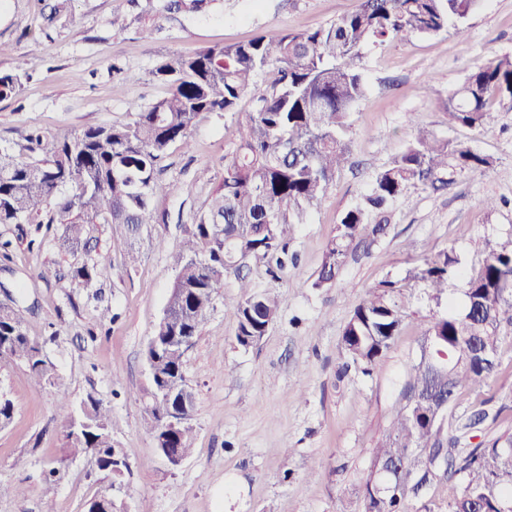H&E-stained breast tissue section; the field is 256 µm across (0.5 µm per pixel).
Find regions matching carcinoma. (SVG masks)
Wrapping results in <instances>:
<instances>
[{"label": "carcinoma", "instance_id": "1", "mask_svg": "<svg viewBox=\"0 0 512 512\" xmlns=\"http://www.w3.org/2000/svg\"><path fill=\"white\" fill-rule=\"evenodd\" d=\"M219 0H168L163 9L202 12ZM480 0H359L358 8L331 23L301 33L270 27L234 44H214L193 56L160 60L151 70L169 86L167 96L147 106L133 104L129 118L85 128L45 149L40 132L25 137L19 150L0 146V224H60L62 246L77 249L93 224H116L112 248L137 261L132 238L156 222L155 195L171 186L157 177L174 144L189 147L190 134L204 113L238 111L249 97L251 110L239 125L238 144L224 162V179L196 218L194 240L174 254L175 291L169 294L156 328V347L147 351L152 389L146 403L152 434L160 431L162 389L183 374V336H197L227 275H235L239 295L224 303L236 326V340L248 346L265 335L277 318L279 298L258 290L241 275L251 256L267 260L279 278L288 261V242L297 227L327 196L336 174L348 164L351 110L365 94L358 71L360 50L392 39L432 36L453 23L463 38L467 17ZM261 74L267 79L260 83ZM25 65L0 73V98L16 94ZM512 104V57L469 72L448 95L449 120L472 130L491 125L490 100ZM490 158L462 144L419 131L406 149L371 178L370 190L336 223L313 287L336 281L354 245L383 231L388 207L411 184L446 185L448 170L485 174ZM71 277L90 286L98 278L88 262ZM465 279L464 308L434 316L424 340L435 342L430 359L408 372L406 392L394 406L387 434L373 460L393 463L395 488L373 493V475L364 485L365 512H407V499L432 468L445 464L448 512H502L512 505V434L503 433L466 454L460 435L481 425L484 409L459 424L435 416L428 400L453 406L479 390L498 370L502 325L512 324V247L489 242L477 266L467 270L446 250L422 257L405 279L422 281L439 301L458 278ZM400 281L387 279L369 289L342 336L346 354L373 370L403 322ZM0 357L24 362L37 387L56 381L52 361L28 336L24 310L0 305ZM66 440L74 450H90L98 467L112 473L122 458L112 441V424L99 401H62ZM172 447L193 452V428L179 430Z\"/></svg>", "mask_w": 512, "mask_h": 512}]
</instances>
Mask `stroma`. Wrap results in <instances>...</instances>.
<instances>
[{
	"instance_id": "stroma-1",
	"label": "stroma",
	"mask_w": 512,
	"mask_h": 512,
	"mask_svg": "<svg viewBox=\"0 0 512 512\" xmlns=\"http://www.w3.org/2000/svg\"><path fill=\"white\" fill-rule=\"evenodd\" d=\"M357 5L224 0L204 14H162L159 0H0V73L29 65L17 93L0 100V146L22 144L34 128L50 143L125 121L132 103L167 93L151 75L162 57L243 41L272 26L302 32ZM116 12L124 28L113 26ZM146 26L154 29L148 39L141 34ZM466 28L462 42L450 29L362 48L367 90L352 110L350 166L298 227L288 244L297 260L279 279L266 274L262 261H246L250 278L280 298L273 326L253 345L238 344L224 313L238 282L226 276L184 356L195 439L180 465L160 455L145 421L146 349L176 277L171 255L192 241L194 218L224 177L249 101L235 112L201 115L190 148H170L161 178L171 190L155 199L158 221L136 241L137 266H125L113 250L115 224L92 225L87 248L75 253L60 248L61 225L0 224V241L10 243L0 256V302L31 307L28 332L57 374L54 386L38 388L25 364L0 358V393L14 405L11 422L0 428V483L22 490L0 498V512H42L51 467L59 471L54 512H84L105 492L113 512H364L373 450L419 359L425 324L448 309L447 301L428 297L424 283L406 280L407 270L431 250L454 252L471 265L485 242L512 245V103H495L493 125L480 132L452 125L446 109L467 73L512 56V0H481ZM119 67L131 81L120 80ZM420 130L490 156L493 168L456 173L438 190L409 187L392 205L384 233L348 255L335 284L315 287L342 212ZM490 198L499 202L492 211L485 206ZM155 238L164 248L152 246ZM87 261L99 270L90 288L70 275ZM388 278L401 280L407 316L367 375L346 355L342 334L366 291ZM499 361L481 393L452 409L458 419L481 405L488 412L460 447L512 432V325L502 329ZM90 397L109 412L112 439L129 464L121 477L100 470L92 452L66 444L60 401Z\"/></svg>"
}]
</instances>
